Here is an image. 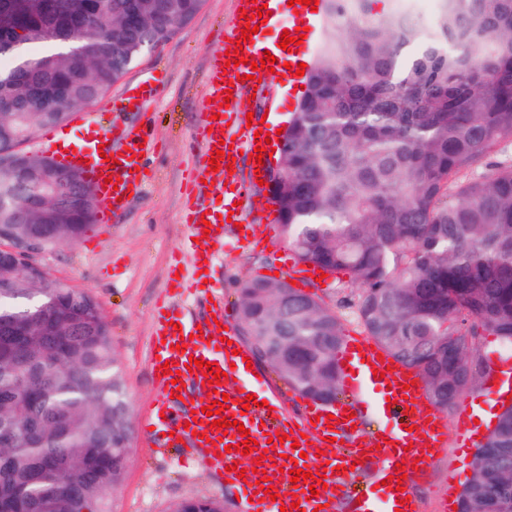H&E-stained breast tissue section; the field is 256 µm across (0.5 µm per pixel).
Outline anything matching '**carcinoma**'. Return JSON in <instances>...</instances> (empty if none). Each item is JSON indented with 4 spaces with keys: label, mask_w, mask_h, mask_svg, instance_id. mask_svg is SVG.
I'll use <instances>...</instances> for the list:
<instances>
[{
    "label": "carcinoma",
    "mask_w": 512,
    "mask_h": 512,
    "mask_svg": "<svg viewBox=\"0 0 512 512\" xmlns=\"http://www.w3.org/2000/svg\"><path fill=\"white\" fill-rule=\"evenodd\" d=\"M54 0L49 11L0 0V122L28 135L105 97L140 55L174 36L202 0ZM326 0L331 37L271 172L281 234L295 258L359 289L369 336L415 369L451 414L487 370L485 334L512 347V0H442L426 32L393 0ZM0 223H46L56 175L0 172ZM24 210L26 223H16ZM89 226L63 225L56 241ZM238 320L250 353L302 397L337 399L339 315L283 281L240 282ZM47 313L38 323L32 313ZM0 512H110L133 428L124 373L101 308L85 292L49 288L0 262ZM457 512H512V407L473 455ZM169 512H223L186 499Z\"/></svg>",
    "instance_id": "1"
}]
</instances>
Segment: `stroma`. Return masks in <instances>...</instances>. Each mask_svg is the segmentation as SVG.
Segmentation results:
<instances>
[{"mask_svg": "<svg viewBox=\"0 0 512 512\" xmlns=\"http://www.w3.org/2000/svg\"><path fill=\"white\" fill-rule=\"evenodd\" d=\"M236 0H203L193 19L175 36L145 53L112 88L120 94L125 84L164 72L166 82L146 109H132L113 118L111 97L74 108L68 134L80 143L82 117L97 116L121 127H143L158 142L146 160L150 180L145 191L134 194L112 224H96L78 241L42 253L40 262L48 274L92 295L100 304L109 326L112 345L120 361L132 423H139L155 387L149 373L150 331L161 295L168 287L171 268L183 235L181 209L187 177L195 162L192 134L206 93L208 51L223 39ZM277 273L279 279L298 281L302 291L317 294L342 317L344 334L362 333L353 307L355 289L348 275L326 281H304L294 254L279 231L266 244L254 247L226 239L224 257L210 268L207 284L192 283L186 293L190 316H202L211 294L224 295L228 313L237 310L241 281ZM471 456L455 447L437 459L426 481L413 483V494L422 512H442L448 492V475L467 473ZM112 512H167L180 500L214 499L224 512H241L232 489L220 484L199 463H183L156 447L141 431H134L123 481L107 494Z\"/></svg>", "mask_w": 512, "mask_h": 512, "instance_id": "35a3bbf8", "label": "stroma"}]
</instances>
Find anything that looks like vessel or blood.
Wrapping results in <instances>:
<instances>
[{
	"instance_id": "b4317fda",
	"label": "vessel or blood",
	"mask_w": 512,
	"mask_h": 512,
	"mask_svg": "<svg viewBox=\"0 0 512 512\" xmlns=\"http://www.w3.org/2000/svg\"><path fill=\"white\" fill-rule=\"evenodd\" d=\"M283 0H238L244 17H233L226 41L209 54L206 96L193 138L201 152L200 166L193 179L195 197L188 207L184 226L186 236L180 249L190 255V266L179 272L175 287L195 280L206 261L224 252L222 217L242 223L237 237L252 245L263 243L270 224L276 219L271 196L257 193L252 186L237 185L231 203L214 207L212 197L224 193L223 175L228 163L220 161L218 171H210L209 161L221 142H232V157L253 154L264 147V138L248 127L241 111L245 75L251 65L265 54L281 57L278 41L257 33L243 40L246 19L261 9H268V27L279 22ZM242 41L239 66H227L226 50L233 41ZM163 75L130 84L113 100V111L142 105L153 97ZM229 108H222V101ZM84 149L59 153L60 163L82 165L95 190L97 221L111 223L122 209L131 188L140 187L144 159L140 156L143 138L128 130L114 135L112 127L95 125L87 129ZM231 318L222 305L211 307L209 318L190 319L181 302H173L159 312L151 335L149 364L155 377L156 396L141 423L160 447L201 459L209 471L225 486L233 488L243 505V512H280L281 507L299 502L304 512H421L418 500H406L403 492L392 486V478L405 475L407 480H422L432 463L455 442L457 452H469L476 444L473 431L474 405L460 402L453 425H446L436 409L426 408V396L420 376L414 369L381 355L379 347L360 334L345 336L336 351L341 373V396L331 403L309 398L299 399L295 412H288L284 402L274 393L265 392L264 406L246 407L249 393L244 381L250 371L242 356L233 355L229 344L234 332ZM217 363L226 377L220 386L204 382L194 360ZM169 366V374H161V366ZM179 372L181 382L192 388L196 397L186 402L172 397V372ZM227 394L225 411L231 425L226 435L212 429V420L203 411L215 401L217 394ZM368 404L382 415L384 430L362 435L356 431V412ZM256 439L252 454L241 455L236 446L244 437ZM299 447H292V439ZM261 458L276 493L275 499L256 501L258 486L253 474L254 458ZM324 478L327 487L319 495H311L309 481L291 483L293 468Z\"/></svg>"
}]
</instances>
